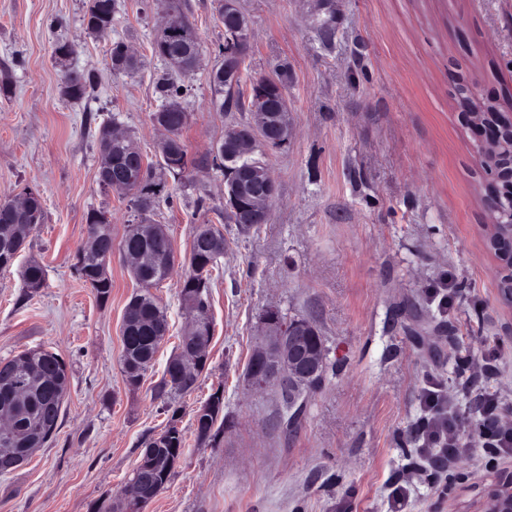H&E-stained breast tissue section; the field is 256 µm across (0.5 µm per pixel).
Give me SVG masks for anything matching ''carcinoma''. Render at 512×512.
Here are the masks:
<instances>
[{
	"instance_id": "cac0c4a2",
	"label": "carcinoma",
	"mask_w": 512,
	"mask_h": 512,
	"mask_svg": "<svg viewBox=\"0 0 512 512\" xmlns=\"http://www.w3.org/2000/svg\"><path fill=\"white\" fill-rule=\"evenodd\" d=\"M170 6L185 17L179 31L164 38H154L153 53L167 67V73L159 80L157 89L162 98L159 109L151 113V119H158L170 126L174 135L171 145L161 150L162 168L168 173L179 176L187 169L198 171H215L226 179L234 181L233 173L247 171L260 160L258 156L241 155L227 157L224 143L201 158L188 156L187 146L182 139L183 130L189 122V115L182 106L184 85L171 80L169 73L189 75L194 72L196 58L201 56L202 45L194 24L187 18L186 0H169ZM117 0H89L83 24L87 34L93 35L105 28L112 27L116 13ZM218 18L224 30L239 25L249 26V21L241 8L229 14L224 11V0H219ZM112 71H131L137 66L127 42L118 39L112 42L109 51ZM216 71L209 76L211 102L219 112H238L241 120L237 125L247 127L251 123L253 100L244 97L242 84L247 77L242 75L233 80L224 76V44L216 47ZM94 77L69 71L64 77V93L72 99H81L93 91ZM119 124V118L104 121L97 127L96 138L100 154L112 156V169L117 174L128 175V180L117 189L120 194L130 196L132 208L140 218L139 226L142 236L133 238L125 234L121 247L128 248L137 255V263L129 268L132 277L140 285L141 291L127 305L123 321V368L127 382L135 386L144 376L154 361L159 345L168 332V322L164 308L151 289L157 287L169 275L174 261L167 259L166 253L173 250V244L164 225L153 224L148 220L160 202H171L172 195L165 192V182L156 175L150 163L143 165L132 162L123 142L112 140L111 128ZM11 201H0V268L12 266L19 253L25 248L27 237L18 233L15 221L18 217L9 211ZM224 223L232 225L240 235L257 232L267 223L263 217L248 210L224 209ZM88 230L96 234L98 246L91 249L81 248L77 254L76 270L80 277L90 285L97 298L108 299L112 290V281L102 271L108 268L112 257V226L104 213L93 211L87 216ZM227 239L215 224H196L193 227L189 272L183 280L181 296L185 303L188 319L197 323V330L209 344L213 331L211 314L210 288L212 272L218 266V260L224 254ZM24 287L35 290L45 281L43 266L34 258L27 261L22 271ZM309 327V348L318 356L322 373L319 380H288L279 388L280 399L285 408L291 409L304 397L321 387L334 364L329 359V349L324 336L312 317L305 318ZM188 348L187 339H182L179 352L167 361L161 380L156 386L159 397L168 395H188L198 387L199 371H185L177 363L182 351ZM40 353L44 356L43 371L50 377L58 376L68 382L67 365L59 355L38 348L27 350L9 360H0V368L17 365L22 358ZM16 380L22 383L19 388L21 397L10 399L3 395V400L13 401L25 427L14 437L18 448H40L53 435L57 428L63 399H58L50 410L39 408L38 392L41 387L39 374L20 373ZM194 430L197 441L215 443L224 434V395L217 391L209 395L206 401L194 411ZM185 434L172 418L160 433L145 442L141 460L128 481V486L135 488V496L129 499L106 501L96 507L95 512H141L169 482L176 463L184 453Z\"/></svg>"
}]
</instances>
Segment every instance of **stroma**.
Here are the masks:
<instances>
[{
	"label": "stroma",
	"mask_w": 512,
	"mask_h": 512,
	"mask_svg": "<svg viewBox=\"0 0 512 512\" xmlns=\"http://www.w3.org/2000/svg\"><path fill=\"white\" fill-rule=\"evenodd\" d=\"M162 0H118L112 27L87 34L88 0H0V199L33 189L47 212L23 252L38 259L43 288L25 294L17 267L0 270V360L37 347L67 364L56 432L18 470L0 476V512H93L119 492L141 443L167 422L154 387L186 323L180 283L193 225L219 223L224 178L190 170L167 178L166 225L176 266L155 294L170 331L152 370L129 387L122 321L138 286L119 244L134 220L122 195L98 181L90 119L118 115L150 162L159 132L163 63L151 42ZM202 41L184 77L188 153L207 154L235 118L213 110L210 71L224 39L217 0H187ZM253 32L251 77L288 67L293 135L265 160L276 184L271 219L246 236L229 232L213 274L214 334L199 388L180 399L186 447L166 488L142 512H388V481L407 469L410 426L427 378L457 380L468 357L497 364L512 382V307L498 294L487 250L485 181L454 89L479 82L512 94V0H241ZM129 42L138 70L109 69L114 40ZM73 48L58 61L55 48ZM95 75L90 95L63 93L64 75ZM205 207H198V198ZM112 221V293L97 299L76 256L88 214ZM454 288L448 310L427 289ZM315 318L336 364L311 393L299 428L276 423L280 397L247 391L243 378L260 313ZM224 389L229 428L196 440L193 413ZM512 468L483 446L448 473L438 496L423 485L412 512H466L474 485Z\"/></svg>",
	"instance_id": "1"
}]
</instances>
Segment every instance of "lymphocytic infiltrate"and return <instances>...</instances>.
Here are the masks:
<instances>
[{"mask_svg": "<svg viewBox=\"0 0 512 512\" xmlns=\"http://www.w3.org/2000/svg\"><path fill=\"white\" fill-rule=\"evenodd\" d=\"M496 373V366L475 359L470 363V375L461 391H449L447 383L436 378L428 379L421 386L418 416L411 429L418 461L405 476L389 483V512H409L413 484L423 476L443 474L455 460L470 455L472 442L463 435L466 419L458 409L461 395L473 398L480 437L488 439L495 453L512 456V419L499 412L504 395L501 390H491L481 384L482 379Z\"/></svg>", "mask_w": 512, "mask_h": 512, "instance_id": "1", "label": "lymphocytic infiltrate"}]
</instances>
